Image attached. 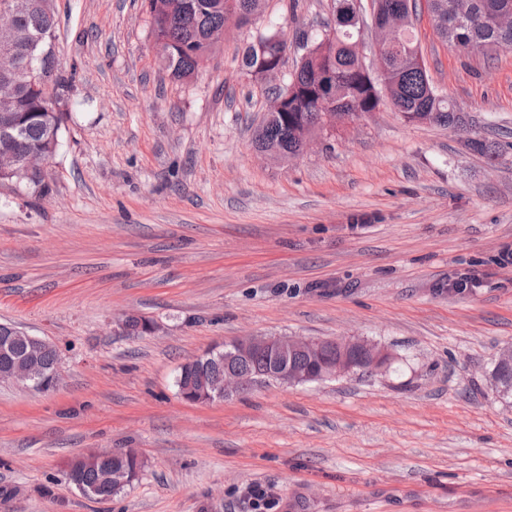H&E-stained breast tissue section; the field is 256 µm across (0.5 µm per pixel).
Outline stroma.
<instances>
[{
    "label": "stroma",
    "instance_id": "35a3bbf8",
    "mask_svg": "<svg viewBox=\"0 0 512 512\" xmlns=\"http://www.w3.org/2000/svg\"><path fill=\"white\" fill-rule=\"evenodd\" d=\"M334 0H266L197 77L163 70L141 0H54L57 65L74 75L49 193L0 184V323L60 355L47 392L0 382V512H512V403L489 379L512 346V49L465 54L427 10L430 81L466 112L450 130L389 102L299 158L252 141L273 85L241 67L284 31V75ZM494 140L487 159L469 139ZM473 276L477 288L453 291ZM158 329L129 336L118 320ZM243 336H360L376 376L191 403L183 364ZM135 450L112 499L69 461Z\"/></svg>",
    "mask_w": 512,
    "mask_h": 512
}]
</instances>
